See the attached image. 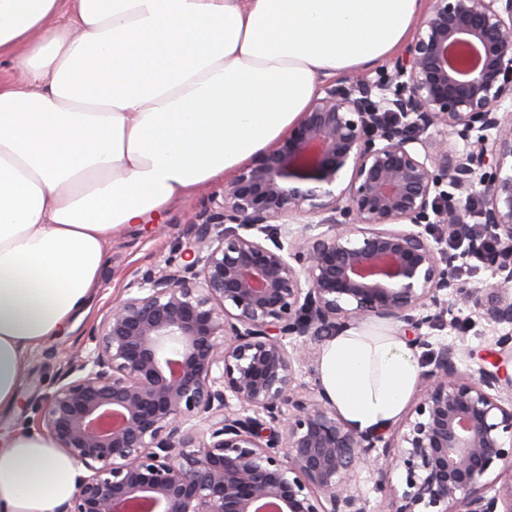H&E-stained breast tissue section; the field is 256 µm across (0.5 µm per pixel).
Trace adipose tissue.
I'll use <instances>...</instances> for the list:
<instances>
[{
	"label": "adipose tissue",
	"mask_w": 512,
	"mask_h": 512,
	"mask_svg": "<svg viewBox=\"0 0 512 512\" xmlns=\"http://www.w3.org/2000/svg\"><path fill=\"white\" fill-rule=\"evenodd\" d=\"M425 0H0V416L31 352L86 317L115 229L213 187L272 147L321 79L368 69ZM319 383L359 432L390 428L419 382L402 336L329 337ZM81 470L51 437L0 445V512H55Z\"/></svg>",
	"instance_id": "1"
}]
</instances>
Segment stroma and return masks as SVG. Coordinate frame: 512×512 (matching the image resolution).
Returning <instances> with one entry per match:
<instances>
[{
  "label": "stroma",
  "mask_w": 512,
  "mask_h": 512,
  "mask_svg": "<svg viewBox=\"0 0 512 512\" xmlns=\"http://www.w3.org/2000/svg\"><path fill=\"white\" fill-rule=\"evenodd\" d=\"M212 195V190L207 189L171 204L162 221L152 225L149 232L128 228L116 231L110 266L92 311L71 333L48 340L32 353L21 386L19 408L11 418H0L1 437L21 430L42 432L40 415L59 372L70 359L90 348V329L100 322L113 300L123 295L130 283L145 270L163 267L167 261L178 258L179 249L186 242L187 223ZM458 317L459 324L446 322L432 329L431 341L455 342L464 350L474 351V358L464 359L461 367L465 370L478 367L480 355L494 351L498 338L506 334L507 328L487 322L473 308L462 309Z\"/></svg>",
  "instance_id": "1"
}]
</instances>
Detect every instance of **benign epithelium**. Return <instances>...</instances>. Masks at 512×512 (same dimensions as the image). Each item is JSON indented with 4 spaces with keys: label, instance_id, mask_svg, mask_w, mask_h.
Instances as JSON below:
<instances>
[{
    "label": "benign epithelium",
    "instance_id": "7a95c632",
    "mask_svg": "<svg viewBox=\"0 0 512 512\" xmlns=\"http://www.w3.org/2000/svg\"><path fill=\"white\" fill-rule=\"evenodd\" d=\"M391 65L325 86L92 329L42 417L87 471L56 512H370L364 467L383 512H512V336L468 372L423 332L461 307L512 326V0H431ZM474 217L502 245L484 287L445 246L484 251ZM367 319L430 349L388 436L298 382L309 343Z\"/></svg>",
    "mask_w": 512,
    "mask_h": 512
}]
</instances>
